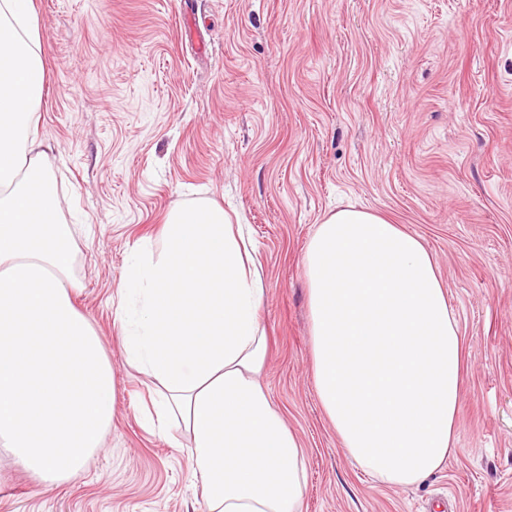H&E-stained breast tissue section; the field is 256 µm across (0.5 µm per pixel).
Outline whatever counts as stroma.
I'll list each match as a JSON object with an SVG mask.
<instances>
[{"label": "stroma", "mask_w": 512, "mask_h": 512, "mask_svg": "<svg viewBox=\"0 0 512 512\" xmlns=\"http://www.w3.org/2000/svg\"><path fill=\"white\" fill-rule=\"evenodd\" d=\"M36 133L74 242L76 309L112 363L103 447L46 486L0 456V512H204L180 422L129 364L135 245L198 199L262 265L259 375L298 436L303 512H512V0H33ZM377 212L434 255L465 341L455 450L411 488L343 451L312 379L306 246L329 211Z\"/></svg>", "instance_id": "obj_1"}]
</instances>
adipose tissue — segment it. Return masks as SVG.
<instances>
[{
    "instance_id": "obj_1",
    "label": "adipose tissue",
    "mask_w": 512,
    "mask_h": 512,
    "mask_svg": "<svg viewBox=\"0 0 512 512\" xmlns=\"http://www.w3.org/2000/svg\"><path fill=\"white\" fill-rule=\"evenodd\" d=\"M32 0H0V452L47 485L80 471L112 424V363L76 310L75 254L33 130L47 75ZM160 252L133 249L121 291L126 359L182 421L206 512H302L296 434L258 381L265 288L240 225L202 200L175 209ZM312 376L348 456L379 484L418 485L454 449L464 341L421 240L354 207L303 258Z\"/></svg>"
}]
</instances>
